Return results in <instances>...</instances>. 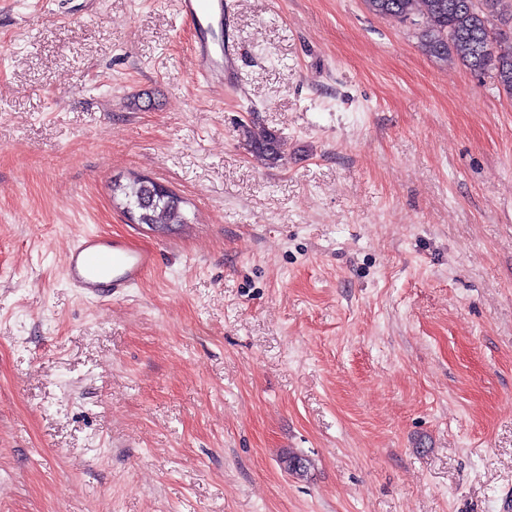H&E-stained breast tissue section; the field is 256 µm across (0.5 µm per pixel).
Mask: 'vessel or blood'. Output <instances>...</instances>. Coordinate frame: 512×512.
<instances>
[{"label":"vessel or blood","instance_id":"vessel-or-blood-1","mask_svg":"<svg viewBox=\"0 0 512 512\" xmlns=\"http://www.w3.org/2000/svg\"><path fill=\"white\" fill-rule=\"evenodd\" d=\"M185 25L197 32L191 54L197 77L203 82H224L230 49L225 42L209 40L212 27L228 28L231 20L225 0H180ZM157 262L151 249L131 246L125 239L89 233L72 244L66 276L88 296L113 295L137 285Z\"/></svg>","mask_w":512,"mask_h":512}]
</instances>
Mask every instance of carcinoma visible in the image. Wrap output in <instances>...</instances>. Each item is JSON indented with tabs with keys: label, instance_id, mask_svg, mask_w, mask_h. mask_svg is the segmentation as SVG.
Listing matches in <instances>:
<instances>
[{
	"label": "carcinoma",
	"instance_id": "obj_1",
	"mask_svg": "<svg viewBox=\"0 0 512 512\" xmlns=\"http://www.w3.org/2000/svg\"><path fill=\"white\" fill-rule=\"evenodd\" d=\"M375 15L392 16L403 22L426 26L420 32L422 51L435 61L458 62L480 74L492 70L497 86L512 96V54L494 51L490 37L501 36V27L512 28V0H365ZM238 136L249 151L264 164L278 165L285 155V139L254 122H242ZM113 199L123 210L135 215L137 224H185L182 200L170 190H159L157 182L135 178L127 184H112ZM284 469L299 477L307 474L311 461L288 453L281 459Z\"/></svg>",
	"mask_w": 512,
	"mask_h": 512
}]
</instances>
